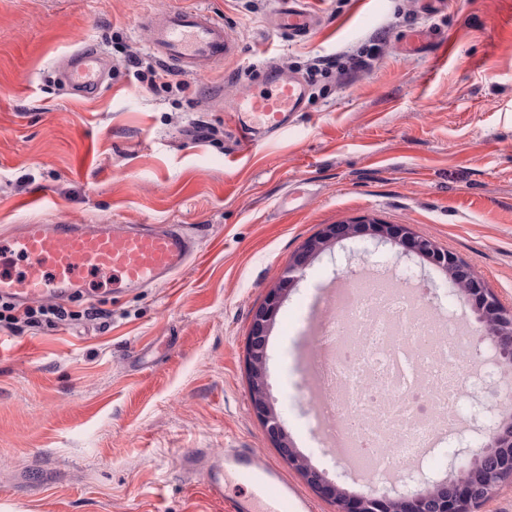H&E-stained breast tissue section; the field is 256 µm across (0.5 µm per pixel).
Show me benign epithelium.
Masks as SVG:
<instances>
[{
	"instance_id": "1",
	"label": "benign epithelium",
	"mask_w": 512,
	"mask_h": 512,
	"mask_svg": "<svg viewBox=\"0 0 512 512\" xmlns=\"http://www.w3.org/2000/svg\"><path fill=\"white\" fill-rule=\"evenodd\" d=\"M357 240L349 250L346 261L358 258L366 264H399L410 255L421 256L448 273V283L457 279L469 282L464 297L474 303V312L480 324L479 341L494 352L491 363L512 365V312L506 310L486 284L474 275L470 267L449 251L429 239L416 235L407 224H379L374 221L328 224L315 237L304 242L288 262L281 281L267 293L264 302L255 310L247 342V368L257 355H265L270 335L288 288L298 282L310 261L331 246L343 241ZM399 245L398 260L391 261L382 247ZM256 417L268 427L271 443L282 449L288 462L294 465L320 495L336 500L339 512H391L392 500L398 502V512H475L493 489L506 477L512 476V417H503L499 406H486L482 397H476L478 410L484 422L481 432L487 437L481 448L469 446L458 449L459 476L443 482V494L431 498L424 490H406L396 484L369 495H345L340 487L329 481L290 448L288 435L281 425L274 404L267 397L251 398Z\"/></svg>"
}]
</instances>
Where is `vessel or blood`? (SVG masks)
<instances>
[{"mask_svg":"<svg viewBox=\"0 0 512 512\" xmlns=\"http://www.w3.org/2000/svg\"><path fill=\"white\" fill-rule=\"evenodd\" d=\"M277 31L303 38L319 29L321 16L303 0H276L272 12ZM153 51L186 75L223 65L237 57L239 45L223 21L202 9H173L146 17ZM111 69L93 45L67 55L60 73L65 85L83 99L96 98ZM266 91H247L225 101L240 128L258 137L280 133L303 112L304 81L288 69L269 67ZM8 249L19 257V274L0 275V297L19 304L44 298L63 300L83 288L86 275L115 288H147L170 281L193 262L195 240L181 224H24ZM204 492L224 512H315L287 475L253 448H228L204 463ZM245 487L246 495L227 493L228 484Z\"/></svg>","mask_w":512,"mask_h":512,"instance_id":"vessel-or-blood-1","label":"vessel or blood"}]
</instances>
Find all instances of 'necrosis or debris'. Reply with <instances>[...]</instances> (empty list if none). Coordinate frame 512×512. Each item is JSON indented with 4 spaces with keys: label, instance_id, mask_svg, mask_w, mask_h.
<instances>
[{
    "label": "necrosis or debris",
    "instance_id": "4bbe7bcc",
    "mask_svg": "<svg viewBox=\"0 0 512 512\" xmlns=\"http://www.w3.org/2000/svg\"><path fill=\"white\" fill-rule=\"evenodd\" d=\"M345 282L309 348L320 375L303 392L309 430L320 447L368 457L366 476L404 478L439 442L457 440L483 369L466 365L467 333L428 285L363 271Z\"/></svg>",
    "mask_w": 512,
    "mask_h": 512
}]
</instances>
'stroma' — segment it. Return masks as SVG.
<instances>
[{"label": "stroma", "instance_id": "stroma-1", "mask_svg": "<svg viewBox=\"0 0 512 512\" xmlns=\"http://www.w3.org/2000/svg\"><path fill=\"white\" fill-rule=\"evenodd\" d=\"M275 0H0V241L29 222L187 224L200 264L175 285L65 299L78 320L0 327V512H221L183 464L244 446L286 468L316 512H339L289 468L255 416L246 371L254 310L325 225L408 224L466 262L512 311V0H312L325 27L274 32ZM205 8L239 42L230 63L149 90L142 21ZM430 31L410 54L405 34ZM95 44L106 90L73 98L65 55ZM379 44L371 69L310 85L288 131L238 147L215 101L270 60L306 75ZM335 245L308 265L272 327L267 381L294 447L349 493L372 483L311 447L298 388L309 306L336 278ZM94 307L106 318L87 321ZM130 63V66L135 69V78L143 85L146 84L147 88H156L158 86L157 81L161 82L160 85L162 84L163 87L168 89L173 88L172 83L169 81H162L168 76V74H164V71H159L156 67L150 64H146L144 66L143 61L136 57H132L130 59Z\"/></svg>", "mask_w": 512, "mask_h": 512}]
</instances>
